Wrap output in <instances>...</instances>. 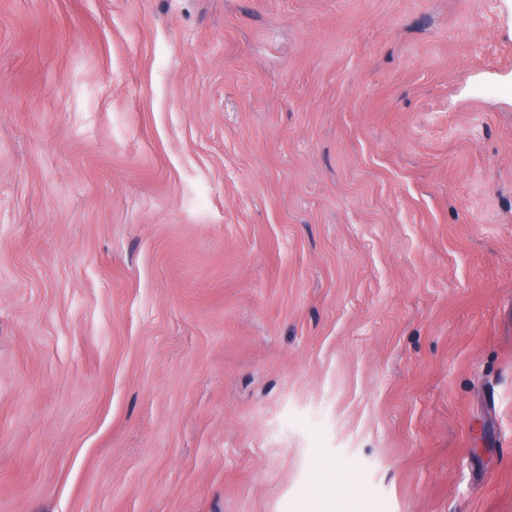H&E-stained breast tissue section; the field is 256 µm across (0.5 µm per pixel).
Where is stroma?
I'll return each instance as SVG.
<instances>
[{
	"mask_svg": "<svg viewBox=\"0 0 512 512\" xmlns=\"http://www.w3.org/2000/svg\"><path fill=\"white\" fill-rule=\"evenodd\" d=\"M512 512V0H0V512Z\"/></svg>",
	"mask_w": 512,
	"mask_h": 512,
	"instance_id": "35a3bbf8",
	"label": "stroma"
}]
</instances>
